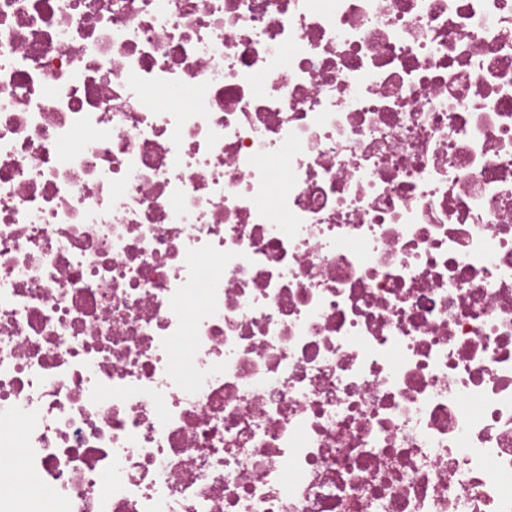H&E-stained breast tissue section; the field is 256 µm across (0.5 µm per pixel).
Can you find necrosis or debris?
<instances>
[{
	"mask_svg": "<svg viewBox=\"0 0 512 512\" xmlns=\"http://www.w3.org/2000/svg\"><path fill=\"white\" fill-rule=\"evenodd\" d=\"M17 458L55 512H512V0H0V512Z\"/></svg>",
	"mask_w": 512,
	"mask_h": 512,
	"instance_id": "1",
	"label": "necrosis or debris"
}]
</instances>
